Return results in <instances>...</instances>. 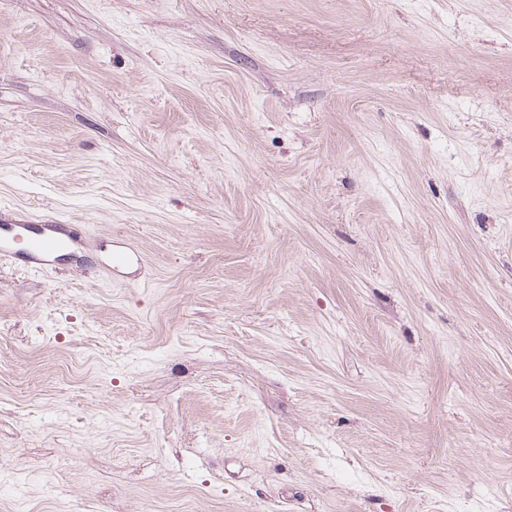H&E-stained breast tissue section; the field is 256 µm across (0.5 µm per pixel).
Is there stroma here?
Here are the masks:
<instances>
[{
	"mask_svg": "<svg viewBox=\"0 0 512 512\" xmlns=\"http://www.w3.org/2000/svg\"><path fill=\"white\" fill-rule=\"evenodd\" d=\"M33 214L0 512H512V0H0Z\"/></svg>",
	"mask_w": 512,
	"mask_h": 512,
	"instance_id": "obj_1",
	"label": "stroma"
}]
</instances>
